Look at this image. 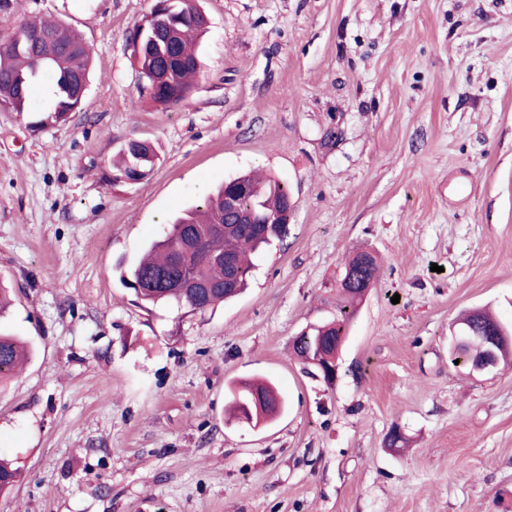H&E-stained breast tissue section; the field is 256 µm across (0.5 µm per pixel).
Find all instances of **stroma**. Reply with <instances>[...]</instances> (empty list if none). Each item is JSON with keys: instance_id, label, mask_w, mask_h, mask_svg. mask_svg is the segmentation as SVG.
Masks as SVG:
<instances>
[{"instance_id": "stroma-1", "label": "stroma", "mask_w": 512, "mask_h": 512, "mask_svg": "<svg viewBox=\"0 0 512 512\" xmlns=\"http://www.w3.org/2000/svg\"><path fill=\"white\" fill-rule=\"evenodd\" d=\"M153 0H12L93 57L80 108L32 131L0 112V328L31 360L0 385V512H512V362L448 363L449 328L512 322V0H195L188 99L141 89L129 35ZM158 152L115 180L127 140ZM258 170L297 206L249 288L148 307L122 272L183 210ZM380 271L326 382L294 353L336 310L356 249ZM272 381L271 424L227 422ZM406 439L386 443L392 428ZM458 327L455 330V333L461 327L467 328L472 335H486L495 330H498L499 327L505 328L508 332H511L512 335V327L510 328L504 323L496 320L491 315L485 312H472L466 317H464L458 323ZM258 399L259 403L253 402ZM228 403L239 419H255L254 427L261 421L266 424L286 410V401L270 383L240 382L229 390ZM249 408L252 409V418L249 417Z\"/></svg>"}]
</instances>
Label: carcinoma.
I'll return each mask as SVG.
<instances>
[{
	"instance_id": "cac0c4a2",
	"label": "carcinoma",
	"mask_w": 512,
	"mask_h": 512,
	"mask_svg": "<svg viewBox=\"0 0 512 512\" xmlns=\"http://www.w3.org/2000/svg\"><path fill=\"white\" fill-rule=\"evenodd\" d=\"M172 10L162 18L172 30L174 45L161 43L138 61L144 73L164 72L165 80L150 95L161 106L174 107L187 97L191 78L198 66L193 34L203 28L204 19L192 0H172ZM11 37L30 39L22 52H0V111L32 114L30 127L38 130L53 123L64 122L78 110L80 92L88 82L91 52L69 28L59 22L37 16L23 18ZM47 86L48 101L37 102V87ZM115 180L127 178L139 183L153 171L157 152L153 142L136 138L120 149ZM242 188L238 210L260 217L279 215L285 210L292 193L277 180H260L244 174L227 181ZM229 190L222 187L203 204L185 211L161 238L153 242L143 256L133 263L122 278L137 299L146 305L173 304L192 311H205L239 295L248 286L253 264L249 255L267 246L276 236L266 233L265 224H226L224 233L212 225L225 221V203ZM230 257L233 273L226 271L222 258ZM376 258L358 251L345 262L338 288L333 319L309 334L297 337L295 350L306 362L315 364L329 380L330 364L345 342L362 301L363 290L374 282ZM473 335H486L504 326L485 312H472L459 322ZM486 347L476 343L464 351L448 347V361L460 367H471V361L483 357ZM26 343L17 336L0 330V383L10 378L19 365L28 359ZM228 403L240 419L269 422L286 410V401L270 383L240 382L229 390ZM21 474L0 457V493L11 491Z\"/></svg>"
}]
</instances>
